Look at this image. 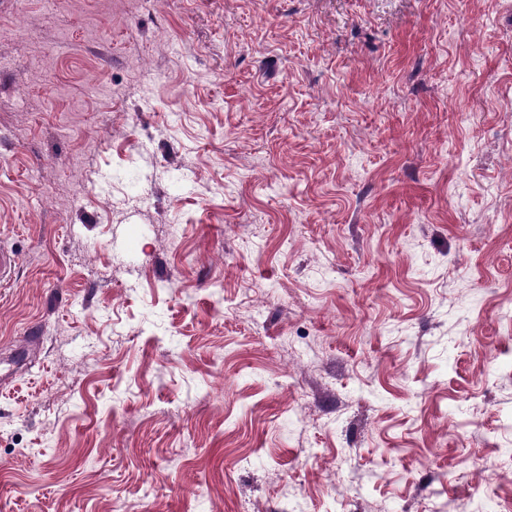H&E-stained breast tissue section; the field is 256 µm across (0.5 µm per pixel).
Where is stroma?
<instances>
[{"label": "stroma", "instance_id": "1", "mask_svg": "<svg viewBox=\"0 0 512 512\" xmlns=\"http://www.w3.org/2000/svg\"><path fill=\"white\" fill-rule=\"evenodd\" d=\"M0 243V512H512V0H0Z\"/></svg>", "mask_w": 512, "mask_h": 512}]
</instances>
